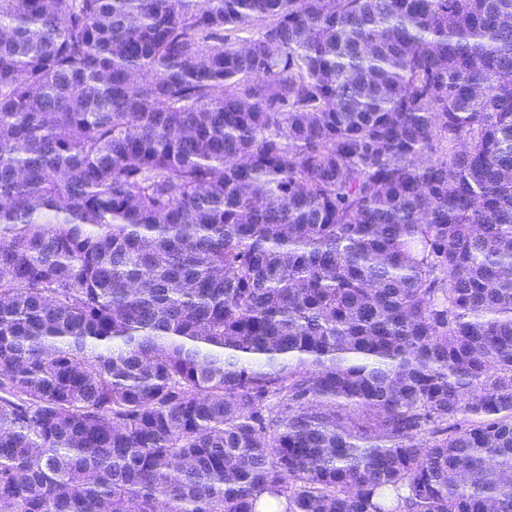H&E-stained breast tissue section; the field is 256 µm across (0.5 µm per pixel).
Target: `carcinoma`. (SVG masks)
<instances>
[{"label": "carcinoma", "mask_w": 512, "mask_h": 512, "mask_svg": "<svg viewBox=\"0 0 512 512\" xmlns=\"http://www.w3.org/2000/svg\"><path fill=\"white\" fill-rule=\"evenodd\" d=\"M512 512V0H0V512Z\"/></svg>", "instance_id": "1"}]
</instances>
